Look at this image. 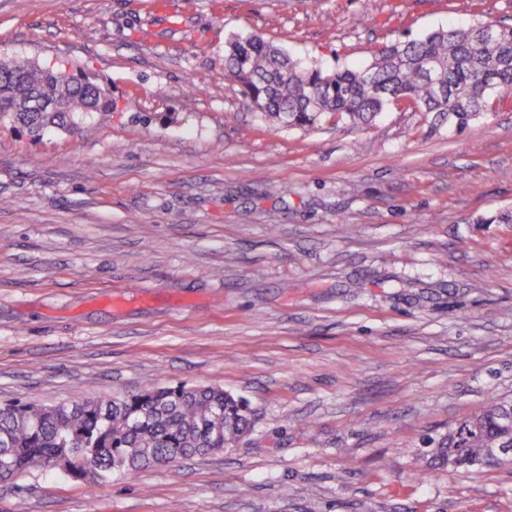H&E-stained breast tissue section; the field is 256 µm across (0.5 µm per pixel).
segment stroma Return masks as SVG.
Here are the masks:
<instances>
[{
	"label": "stroma",
	"mask_w": 512,
	"mask_h": 512,
	"mask_svg": "<svg viewBox=\"0 0 512 512\" xmlns=\"http://www.w3.org/2000/svg\"><path fill=\"white\" fill-rule=\"evenodd\" d=\"M0 0V55L115 107L34 139L0 121V402L216 385L252 431L103 486L31 472L0 512H512V467L407 479L512 398V95L459 131L272 124L234 36L309 66L493 20L512 0Z\"/></svg>",
	"instance_id": "stroma-1"
}]
</instances>
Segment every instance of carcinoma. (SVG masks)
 Listing matches in <instances>:
<instances>
[{"mask_svg": "<svg viewBox=\"0 0 512 512\" xmlns=\"http://www.w3.org/2000/svg\"><path fill=\"white\" fill-rule=\"evenodd\" d=\"M480 23L439 29L421 40L396 41L363 68L325 73L301 65L261 34L237 37L224 57L228 76L248 105L282 126H312L323 115L367 125L383 108L403 101L417 112L463 129L495 96L512 93V27ZM112 111L94 80L44 68L23 58L0 59V120L35 136L54 126L70 132L79 121ZM512 399L493 400L448 429L409 469L418 480L432 472L495 467L486 449L512 435L502 416ZM242 400L215 386L150 383L111 399L54 405L0 406V480L51 469L108 486L116 477L193 456L220 452L251 430Z\"/></svg>", "mask_w": 512, "mask_h": 512, "instance_id": "cac0c4a2", "label": "carcinoma"}]
</instances>
